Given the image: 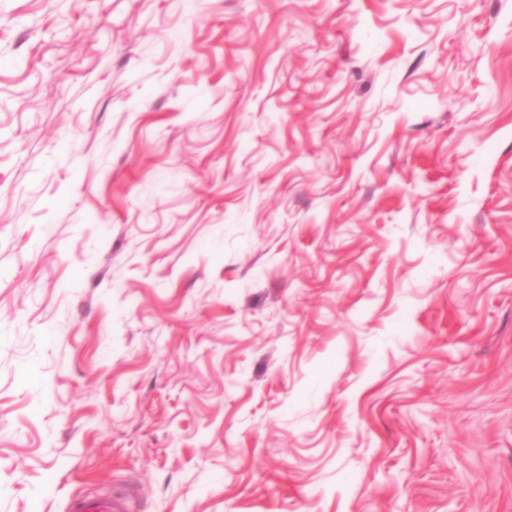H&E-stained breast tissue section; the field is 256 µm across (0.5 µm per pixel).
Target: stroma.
<instances>
[{
	"label": "stroma",
	"instance_id": "obj_1",
	"mask_svg": "<svg viewBox=\"0 0 512 512\" xmlns=\"http://www.w3.org/2000/svg\"><path fill=\"white\" fill-rule=\"evenodd\" d=\"M512 512V0H0V512ZM127 501L122 497L80 495L72 498L67 512H128Z\"/></svg>",
	"mask_w": 512,
	"mask_h": 512
}]
</instances>
